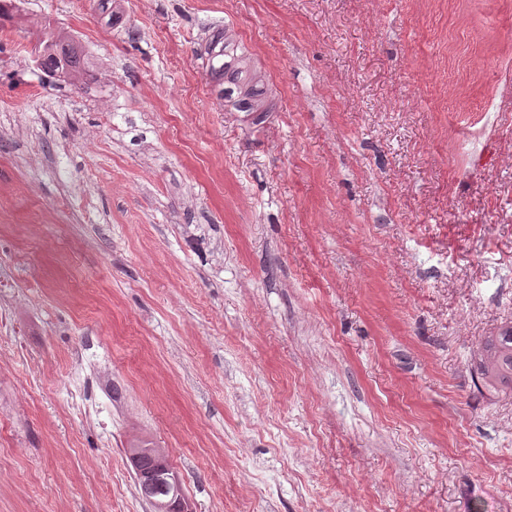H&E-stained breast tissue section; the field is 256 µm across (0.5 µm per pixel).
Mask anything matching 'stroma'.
I'll return each mask as SVG.
<instances>
[{
	"instance_id": "obj_1",
	"label": "stroma",
	"mask_w": 512,
	"mask_h": 512,
	"mask_svg": "<svg viewBox=\"0 0 512 512\" xmlns=\"http://www.w3.org/2000/svg\"><path fill=\"white\" fill-rule=\"evenodd\" d=\"M25 0L0 21V512H512V0ZM90 75L40 71L29 17ZM267 72L220 107L200 48ZM206 75L224 107L246 115L270 112L266 74L240 43L233 27L224 25L205 47ZM477 380L487 390L512 392V325L486 336L477 353ZM138 462L135 464V469L138 474L142 491L145 495H148L151 487L156 480L163 473L168 474V470L165 468L164 463L161 459L154 457L151 458H138ZM141 497L143 496L141 489L138 487ZM144 497V496H143Z\"/></svg>"
}]
</instances>
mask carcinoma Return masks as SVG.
<instances>
[{
    "label": "carcinoma",
    "mask_w": 512,
    "mask_h": 512,
    "mask_svg": "<svg viewBox=\"0 0 512 512\" xmlns=\"http://www.w3.org/2000/svg\"><path fill=\"white\" fill-rule=\"evenodd\" d=\"M206 75L224 107L247 115L271 111L266 74L231 26L216 31L205 47ZM35 58L44 70L74 80L84 77V47L71 34L49 25L38 38ZM477 380L487 390L512 392V325L487 336L477 353Z\"/></svg>",
    "instance_id": "carcinoma-1"
}]
</instances>
